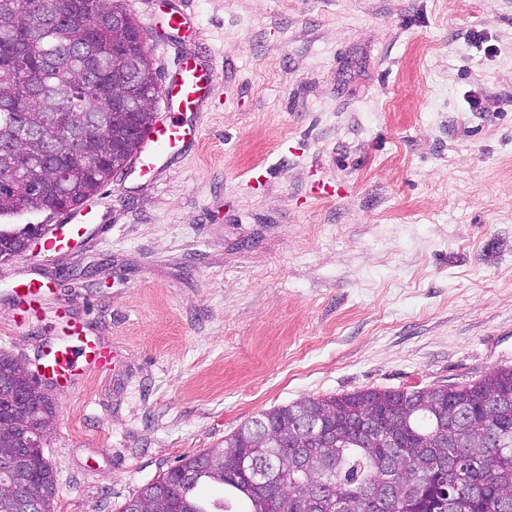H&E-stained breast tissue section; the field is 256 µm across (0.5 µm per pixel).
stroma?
Returning a JSON list of instances; mask_svg holds the SVG:
<instances>
[{"mask_svg": "<svg viewBox=\"0 0 512 512\" xmlns=\"http://www.w3.org/2000/svg\"><path fill=\"white\" fill-rule=\"evenodd\" d=\"M123 2L160 74L197 47L219 78L181 167L102 188V237L0 259L53 289L21 327L0 298V352L32 366L66 300L114 353L54 398L55 512L305 396L512 367V0H183L173 44L169 0Z\"/></svg>", "mask_w": 512, "mask_h": 512, "instance_id": "35a3bbf8", "label": "stroma"}]
</instances>
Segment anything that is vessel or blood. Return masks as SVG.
Masks as SVG:
<instances>
[{"label":"vessel or blood","mask_w":512,"mask_h":512,"mask_svg":"<svg viewBox=\"0 0 512 512\" xmlns=\"http://www.w3.org/2000/svg\"><path fill=\"white\" fill-rule=\"evenodd\" d=\"M215 81L214 67L198 53L180 54L166 78V116L146 132L131 171L157 177L176 168L196 149L198 119ZM106 218L105 202L90 199L50 225L41 237V246L59 255L71 253L101 233ZM49 292L48 282L39 278L23 280L13 288L11 298L21 321L37 316L41 300ZM55 315L61 334L44 345L35 372L54 389L67 394L78 389L88 372L107 369L113 354L107 346L87 336L85 324L73 316L69 306L60 305Z\"/></svg>","instance_id":"b4317fda"}]
</instances>
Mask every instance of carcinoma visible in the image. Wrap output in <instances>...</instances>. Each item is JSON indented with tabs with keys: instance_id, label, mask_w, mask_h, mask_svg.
<instances>
[{
	"instance_id": "carcinoma-1",
	"label": "carcinoma",
	"mask_w": 512,
	"mask_h": 512,
	"mask_svg": "<svg viewBox=\"0 0 512 512\" xmlns=\"http://www.w3.org/2000/svg\"><path fill=\"white\" fill-rule=\"evenodd\" d=\"M0 258L21 255L44 224H10L54 215L96 195L128 164L152 120L159 87L141 43L145 32L118 0H0ZM137 61L133 76L122 57ZM380 429L368 434L364 419ZM32 433L50 429L55 405L42 396ZM185 455L137 495L174 502L181 512H501L512 502V368L464 384L366 389L304 397L246 421L217 445ZM11 477L38 486L41 512H54L56 472L44 449ZM249 456L273 466L255 484L236 468ZM224 500L204 498L205 485ZM320 493L309 497L310 488Z\"/></svg>"
}]
</instances>
